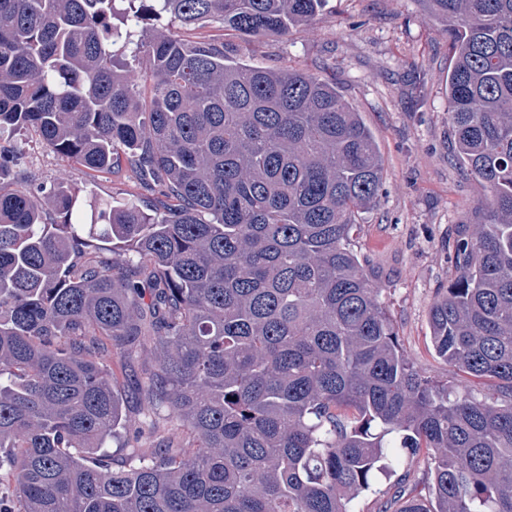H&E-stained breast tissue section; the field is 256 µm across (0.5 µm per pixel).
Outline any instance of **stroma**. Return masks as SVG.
<instances>
[{"instance_id":"stroma-1","label":"stroma","mask_w":512,"mask_h":512,"mask_svg":"<svg viewBox=\"0 0 512 512\" xmlns=\"http://www.w3.org/2000/svg\"><path fill=\"white\" fill-rule=\"evenodd\" d=\"M184 39L223 41L230 55L253 66L300 70L334 81L360 112L378 146L382 192L357 217L351 247L369 262L403 349L426 375L455 391L485 392L474 378L454 374L430 342L429 314L457 275L451 260L455 230L479 224L487 188L454 160L448 116V36L422 0H329L320 21L284 40L244 41L217 24L183 31ZM23 151L22 172L45 183L66 181L81 195L122 201L143 190L126 168L93 172L61 160L32 131L6 139ZM150 355L112 358V375L126 397L119 450L141 420L129 397Z\"/></svg>"}]
</instances>
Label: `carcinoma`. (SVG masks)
I'll list each match as a JSON object with an SVG mask.
<instances>
[{"label": "carcinoma", "instance_id": "cac0c4a2", "mask_svg": "<svg viewBox=\"0 0 512 512\" xmlns=\"http://www.w3.org/2000/svg\"><path fill=\"white\" fill-rule=\"evenodd\" d=\"M424 2L448 32L457 160L492 197L460 227L430 339L495 382L481 399L415 366L350 247L382 163L336 86L136 31L165 13L283 39L328 0H0V139L31 129L156 196L0 188V512H360L422 453L431 481L398 477L397 512H512V0ZM18 164L0 148V177ZM115 351L153 357L119 458Z\"/></svg>", "mask_w": 512, "mask_h": 512}]
</instances>
